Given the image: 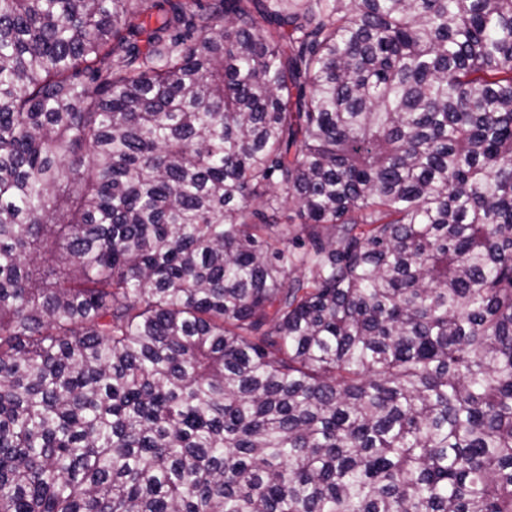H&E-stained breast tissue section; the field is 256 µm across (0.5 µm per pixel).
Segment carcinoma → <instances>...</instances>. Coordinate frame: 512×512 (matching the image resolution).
Masks as SVG:
<instances>
[{
    "instance_id": "carcinoma-1",
    "label": "carcinoma",
    "mask_w": 512,
    "mask_h": 512,
    "mask_svg": "<svg viewBox=\"0 0 512 512\" xmlns=\"http://www.w3.org/2000/svg\"><path fill=\"white\" fill-rule=\"evenodd\" d=\"M0 512H512V0H0Z\"/></svg>"
}]
</instances>
